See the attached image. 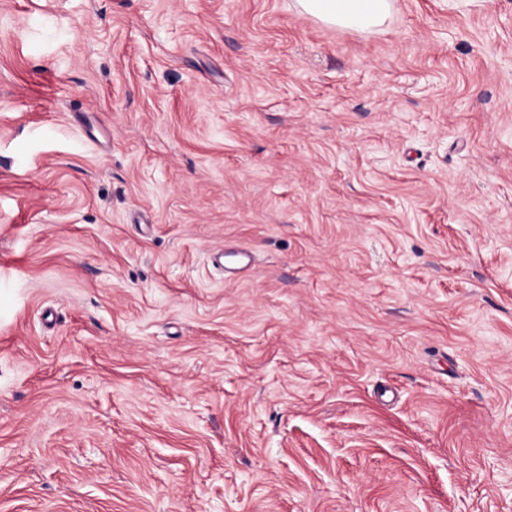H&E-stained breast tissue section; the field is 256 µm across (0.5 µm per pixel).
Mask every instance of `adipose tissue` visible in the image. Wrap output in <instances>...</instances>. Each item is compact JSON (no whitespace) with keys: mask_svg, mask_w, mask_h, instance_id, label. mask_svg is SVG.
Here are the masks:
<instances>
[{"mask_svg":"<svg viewBox=\"0 0 512 512\" xmlns=\"http://www.w3.org/2000/svg\"><path fill=\"white\" fill-rule=\"evenodd\" d=\"M296 5L325 25L361 32L378 30L394 8L392 0H296Z\"/></svg>","mask_w":512,"mask_h":512,"instance_id":"obj_1","label":"adipose tissue"}]
</instances>
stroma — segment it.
Segmentation results:
<instances>
[{"mask_svg": "<svg viewBox=\"0 0 512 512\" xmlns=\"http://www.w3.org/2000/svg\"><path fill=\"white\" fill-rule=\"evenodd\" d=\"M0 512H512V0H0ZM296 6L333 27L372 32L391 17L392 0H296ZM235 261L233 266L226 267V263ZM252 262V255L249 251L238 248H226L215 253L212 257V264L224 272L230 274H241L245 272ZM225 265V267H224Z\"/></svg>", "mask_w": 512, "mask_h": 512, "instance_id": "35a3bbf8", "label": "stroma"}]
</instances>
